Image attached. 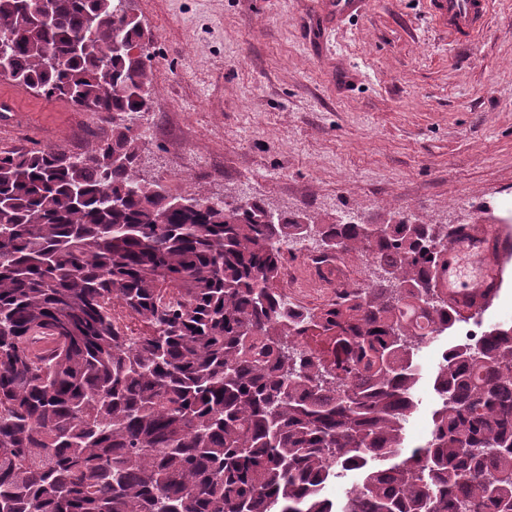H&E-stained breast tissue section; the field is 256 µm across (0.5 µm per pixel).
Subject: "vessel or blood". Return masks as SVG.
<instances>
[{
  "instance_id": "obj_1",
  "label": "vessel or blood",
  "mask_w": 512,
  "mask_h": 512,
  "mask_svg": "<svg viewBox=\"0 0 512 512\" xmlns=\"http://www.w3.org/2000/svg\"><path fill=\"white\" fill-rule=\"evenodd\" d=\"M434 21L450 43H467L481 31L492 0H428ZM365 0H325L329 20L344 21L361 14ZM448 300L460 312L471 313L495 297L512 260V235L500 224L463 225L445 246Z\"/></svg>"
}]
</instances>
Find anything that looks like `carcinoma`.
Returning a JSON list of instances; mask_svg holds the SVG:
<instances>
[{
    "instance_id": "cac0c4a2",
    "label": "carcinoma",
    "mask_w": 512,
    "mask_h": 512,
    "mask_svg": "<svg viewBox=\"0 0 512 512\" xmlns=\"http://www.w3.org/2000/svg\"><path fill=\"white\" fill-rule=\"evenodd\" d=\"M25 2L0 0L6 76L112 135L0 148V512H512V325L448 348L429 437L404 446L413 359L464 318L438 285L448 226L321 224L320 258L390 278L290 304L299 213L174 209L137 175L151 54L128 0H51L39 26Z\"/></svg>"
}]
</instances>
